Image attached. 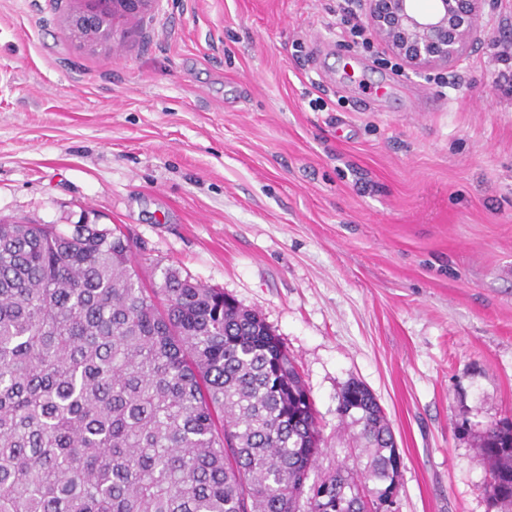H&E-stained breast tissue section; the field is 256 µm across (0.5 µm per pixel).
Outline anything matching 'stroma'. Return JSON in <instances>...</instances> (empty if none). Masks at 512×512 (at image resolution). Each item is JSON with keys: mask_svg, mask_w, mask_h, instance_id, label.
Returning a JSON list of instances; mask_svg holds the SVG:
<instances>
[{"mask_svg": "<svg viewBox=\"0 0 512 512\" xmlns=\"http://www.w3.org/2000/svg\"><path fill=\"white\" fill-rule=\"evenodd\" d=\"M132 25L81 50L51 0H0V220L120 230L145 283L173 267L258 312L320 469L355 379L400 512H499L478 444L512 417V0L446 86L352 45L336 0H158Z\"/></svg>", "mask_w": 512, "mask_h": 512, "instance_id": "obj_1", "label": "stroma"}]
</instances>
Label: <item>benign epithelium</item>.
Segmentation results:
<instances>
[{"instance_id":"7a95c632","label":"benign epithelium","mask_w":512,"mask_h":512,"mask_svg":"<svg viewBox=\"0 0 512 512\" xmlns=\"http://www.w3.org/2000/svg\"><path fill=\"white\" fill-rule=\"evenodd\" d=\"M157 0H93L87 8L72 6L65 24L73 42L84 49L120 45L128 21L150 12ZM499 0H433L419 10L415 0H361L362 11L382 46L421 73L437 65L459 63L480 40L482 5L495 9Z\"/></svg>"}]
</instances>
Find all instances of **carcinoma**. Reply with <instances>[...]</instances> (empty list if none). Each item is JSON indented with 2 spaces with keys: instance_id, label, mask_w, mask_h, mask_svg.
I'll use <instances>...</instances> for the list:
<instances>
[{
  "instance_id": "carcinoma-1",
  "label": "carcinoma",
  "mask_w": 512,
  "mask_h": 512,
  "mask_svg": "<svg viewBox=\"0 0 512 512\" xmlns=\"http://www.w3.org/2000/svg\"><path fill=\"white\" fill-rule=\"evenodd\" d=\"M348 461L319 479L314 403L280 336L122 234L0 222V512H379L403 458L357 380ZM480 452L512 507V419Z\"/></svg>"
}]
</instances>
